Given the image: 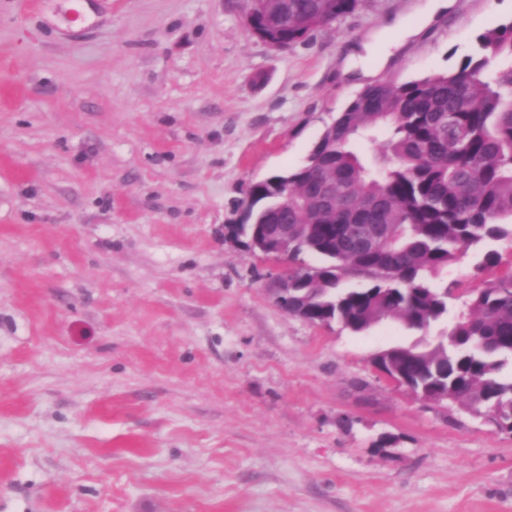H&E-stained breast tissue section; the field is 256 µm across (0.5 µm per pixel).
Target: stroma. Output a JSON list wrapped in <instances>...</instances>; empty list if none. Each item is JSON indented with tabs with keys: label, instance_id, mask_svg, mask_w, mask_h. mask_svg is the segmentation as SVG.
Segmentation results:
<instances>
[{
	"label": "stroma",
	"instance_id": "1",
	"mask_svg": "<svg viewBox=\"0 0 512 512\" xmlns=\"http://www.w3.org/2000/svg\"><path fill=\"white\" fill-rule=\"evenodd\" d=\"M427 2L362 0L276 51L233 0H0V512H512V433L372 365L449 332L511 237L449 266L427 332L355 335L275 306L284 263L227 234L368 80L512 21ZM397 22L370 79L344 74Z\"/></svg>",
	"mask_w": 512,
	"mask_h": 512
}]
</instances>
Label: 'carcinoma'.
<instances>
[{
  "mask_svg": "<svg viewBox=\"0 0 512 512\" xmlns=\"http://www.w3.org/2000/svg\"><path fill=\"white\" fill-rule=\"evenodd\" d=\"M362 0H236L254 33L276 49L310 40ZM380 128L391 137L371 160L354 142ZM252 224H317L297 235L295 275L318 318L354 334L388 318L421 331L448 314V284L432 277L457 254L512 236V22L477 37V49L446 72L366 86L326 125L306 162L250 185ZM380 224L386 245L361 248L348 233ZM380 269L382 276L373 275ZM368 286L339 288L344 275ZM454 343L392 350L414 393L448 389L471 410L492 411L511 430L512 269L475 295L451 330Z\"/></svg>",
  "mask_w": 512,
  "mask_h": 512,
  "instance_id": "1",
  "label": "carcinoma"
}]
</instances>
